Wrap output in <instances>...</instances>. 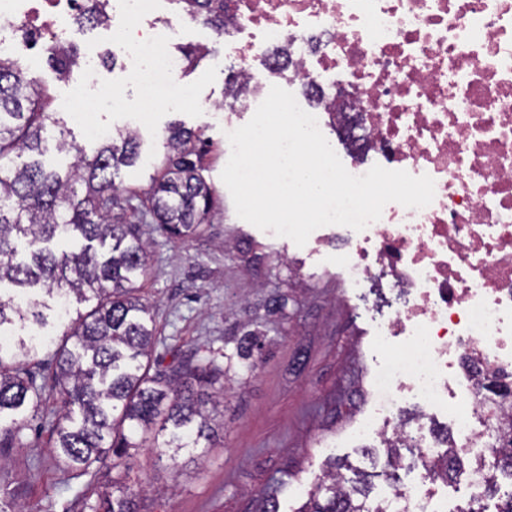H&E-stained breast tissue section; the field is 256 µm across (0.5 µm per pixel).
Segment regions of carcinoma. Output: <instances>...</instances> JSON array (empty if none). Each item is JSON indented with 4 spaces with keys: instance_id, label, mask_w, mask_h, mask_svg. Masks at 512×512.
I'll list each match as a JSON object with an SVG mask.
<instances>
[{
    "instance_id": "1",
    "label": "carcinoma",
    "mask_w": 512,
    "mask_h": 512,
    "mask_svg": "<svg viewBox=\"0 0 512 512\" xmlns=\"http://www.w3.org/2000/svg\"><path fill=\"white\" fill-rule=\"evenodd\" d=\"M188 11L205 17L213 29L224 28L220 0H185ZM82 18L91 25L107 22L102 0H86ZM57 74L64 78L77 63L76 50L56 58ZM50 100L39 80L18 61L0 56V284L9 281L21 289H39L50 298L77 302L95 300L87 312L70 320L56 354L55 381L63 413L52 423L55 448L66 465L88 470L114 455L112 467L131 466L121 461L127 449L138 448L153 435L155 448L171 457L199 447L209 437L213 416L224 403V372L214 359L174 358L168 370L150 373L155 327L149 307L138 295V282L149 267V254L136 225L124 216L134 191L116 184L123 166L140 158L136 136L117 131L102 136L95 155L88 157L59 131V151L74 150L77 160L61 175L38 160L13 164L25 152L43 154L50 120ZM195 133L179 125L168 129L167 151L156 163L150 188L144 191L154 217V230L183 240L202 231L212 209L214 190L197 166ZM25 238L30 250L18 257L15 241ZM55 239L81 243L76 250L55 252ZM18 295L0 293V333L16 321L43 326L41 303L21 306ZM0 346V434L13 435L21 425L15 413L37 403L40 392L24 367L35 350L33 338ZM484 387L493 398L512 403V382L488 380ZM212 410H207V405ZM172 426L170 438L158 444V433ZM490 459L476 460L474 471L483 474L488 492L498 476L512 466V417H506L488 447ZM464 451L448 447L436 456L432 475L453 480L462 470ZM143 486L126 478L112 479V492L98 494L92 512H138L136 498ZM302 512H380L369 506L365 490L348 484L338 473L329 483L308 493Z\"/></svg>"
}]
</instances>
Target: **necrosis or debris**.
Segmentation results:
<instances>
[{"instance_id":"necrosis-or-debris-1","label":"necrosis or debris","mask_w":512,"mask_h":512,"mask_svg":"<svg viewBox=\"0 0 512 512\" xmlns=\"http://www.w3.org/2000/svg\"><path fill=\"white\" fill-rule=\"evenodd\" d=\"M178 0H112L105 27L142 99L185 96L169 45ZM80 0H0V51L71 43ZM224 42L236 62L237 106L255 112L265 73L287 47L289 88L316 91L303 108L319 128L355 118L344 143L353 175L373 165L430 176L421 209L388 203L363 231L337 226L336 265L353 285L399 288L383 325L390 364L375 377L364 439L401 394L450 416L456 447L483 457L473 423L477 376L512 373V0H224ZM386 512H460L457 497L414 482L384 494Z\"/></svg>"}]
</instances>
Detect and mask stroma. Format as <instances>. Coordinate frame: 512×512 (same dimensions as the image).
Listing matches in <instances>:
<instances>
[{"label": "stroma", "instance_id": "obj_1", "mask_svg": "<svg viewBox=\"0 0 512 512\" xmlns=\"http://www.w3.org/2000/svg\"><path fill=\"white\" fill-rule=\"evenodd\" d=\"M47 51L34 52L30 74L53 98L68 141L94 155L103 131H135L141 157L120 168L119 182L147 188L155 161L166 151L168 126L181 124L200 138L201 174L215 191L210 224L193 238L176 241L153 232L152 220L132 214L147 239L150 267L140 295L157 327L154 358L168 365L172 351L214 358L228 379L223 424L210 447L180 452L177 459L151 447L131 449V481L143 483L138 512H256L257 496H274L278 512H300L308 493L334 468L373 473L370 499L391 483L405 485L416 475L404 453L395 478H388L387 449L380 439L354 441L350 432L374 403L373 378L389 353L378 328L402 302L396 289L373 284L353 287L336 271L338 241L296 246L239 218L224 169V119L246 124L227 97V76L235 61L225 49L184 67L180 74L197 98L144 107L120 66L100 59L98 79L111 82L124 100L121 110L101 104L87 120L64 106L73 82L84 80L77 62L68 79H58ZM65 326L49 322L25 328L26 335L50 337L28 360L37 385L38 406H25L23 427L0 447V512H92V487L101 475L66 466L51 447L49 423L62 413L50 389L49 365Z\"/></svg>", "mask_w": 512, "mask_h": 512}]
</instances>
